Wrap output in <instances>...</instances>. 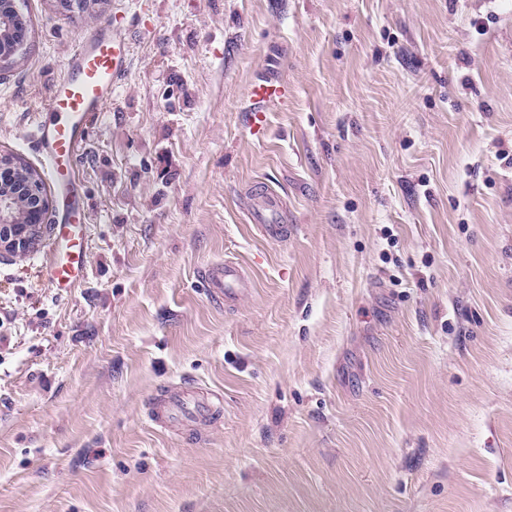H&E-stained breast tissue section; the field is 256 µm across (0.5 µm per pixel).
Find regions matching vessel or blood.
I'll return each mask as SVG.
<instances>
[{
	"label": "vessel or blood",
	"instance_id": "vessel-or-blood-1",
	"mask_svg": "<svg viewBox=\"0 0 512 512\" xmlns=\"http://www.w3.org/2000/svg\"><path fill=\"white\" fill-rule=\"evenodd\" d=\"M128 66L123 34L103 28L91 38L79 40L70 55L66 75L56 82L36 124L41 156L61 186L68 213L76 211L74 191L81 182L74 164L77 151L88 134L91 119L111 100ZM248 94L260 107L288 102V86L278 79H257L250 84ZM249 216L266 238L278 241L287 237L288 214L279 195L266 192L255 196ZM84 236L85 227L79 223L71 221L56 227V248L43 266L42 275L57 295L69 293L84 276ZM203 281L210 295L228 306L250 289L249 279L233 262L208 268ZM150 418L162 429L185 431L194 423L218 420L219 410L194 387L182 384L152 401Z\"/></svg>",
	"mask_w": 512,
	"mask_h": 512
}]
</instances>
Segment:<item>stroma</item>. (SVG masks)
Returning a JSON list of instances; mask_svg holds the SVG:
<instances>
[{
  "instance_id": "obj_1",
  "label": "stroma",
  "mask_w": 512,
  "mask_h": 512,
  "mask_svg": "<svg viewBox=\"0 0 512 512\" xmlns=\"http://www.w3.org/2000/svg\"><path fill=\"white\" fill-rule=\"evenodd\" d=\"M0 154L77 41L130 67L75 164L88 276L0 257V512H512V0H20ZM288 82L251 130L250 83ZM288 206L264 239L253 193ZM238 263L233 307L202 283ZM222 422L164 431L168 386ZM7 3H10L12 5V7L16 13V16H17L16 26H15V30L13 32L15 39H14V45H13L12 52H11L12 46H11L10 42L7 39L4 40V43H3V53L4 54L3 53L1 54V42H0V54H1L0 62H7L11 57H13L15 55H19L21 52H24L26 49V43H27L28 27L26 24V20L24 19L23 15L17 9L16 3L14 0H8Z\"/></svg>"
}]
</instances>
